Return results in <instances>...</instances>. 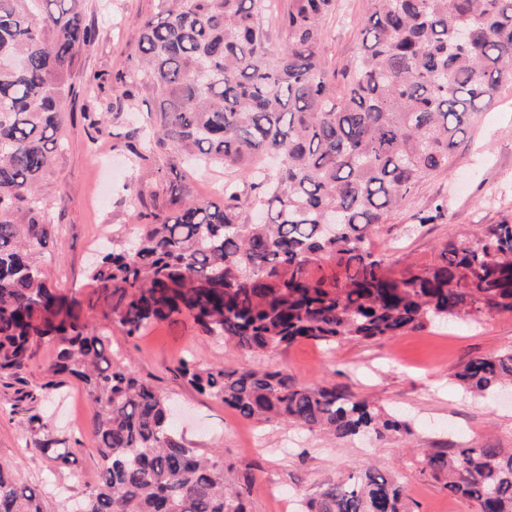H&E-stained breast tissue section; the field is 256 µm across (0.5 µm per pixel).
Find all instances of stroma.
Segmentation results:
<instances>
[{
	"label": "stroma",
	"instance_id": "1",
	"mask_svg": "<svg viewBox=\"0 0 512 512\" xmlns=\"http://www.w3.org/2000/svg\"><path fill=\"white\" fill-rule=\"evenodd\" d=\"M84 9L98 34L75 57L63 144L41 183L49 225L44 269L50 285L76 299L94 324L108 328L114 359L172 400L177 431L188 445L222 455L231 474L251 473V512H302L299 501L321 485L369 466L400 476L414 512H471L468 503L450 497L436 481L419 478L415 451L473 444L512 448V391L473 397L453 380L469 359L512 350L511 314L428 326L370 344L344 343L330 351L305 341L260 355L231 341H212L186 319L152 326L134 339L113 324L110 302L89 276L96 250L113 233L132 230L137 212L164 211L170 193L187 203L218 201L224 171L190 175L172 169L173 151L158 144L146 161L132 164L126 133L148 121L154 102L141 87L128 95L114 92L113 82L135 58L134 23L155 14L158 0H85ZM369 11L370 0H336L335 14L324 23L320 52L333 86H342L359 52L357 21ZM441 196L448 199V211L431 218L432 202ZM506 214H512V82L503 83L494 100L481 107L454 151L450 170L422 183L379 226L374 249L399 269L427 264L437 259L448 238ZM424 215L429 218L425 224L420 221ZM187 355L204 366L281 369L301 384L342 387L399 412L411 431L340 440L241 419L185 381L179 361ZM52 358V348L40 345L19 379L0 380V462L8 463L21 483L48 486L49 505L59 508L85 496L101 459L93 446L90 409L76 380L58 382V395L49 400L17 398L18 390L49 381ZM34 413L51 422L63 447L75 448L69 465L56 466L39 449L25 424Z\"/></svg>",
	"mask_w": 512,
	"mask_h": 512
}]
</instances>
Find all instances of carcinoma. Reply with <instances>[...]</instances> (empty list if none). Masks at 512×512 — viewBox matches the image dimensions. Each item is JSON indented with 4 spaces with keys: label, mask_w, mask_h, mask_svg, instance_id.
<instances>
[{
    "label": "carcinoma",
    "mask_w": 512,
    "mask_h": 512,
    "mask_svg": "<svg viewBox=\"0 0 512 512\" xmlns=\"http://www.w3.org/2000/svg\"><path fill=\"white\" fill-rule=\"evenodd\" d=\"M83 0H0V378H18L34 347H54L49 371L77 380L92 409L96 483L67 512H249L224 459L176 432L168 399L113 365L106 331L49 284L39 184L59 146L62 101L76 53L94 41ZM159 0L134 25L136 62L117 83L156 99L152 142L185 165H221L259 190L244 215L236 184L224 201L185 205L112 241L90 278L112 297L127 337L181 318L250 352L310 340L327 348L387 340L448 319L512 314V219L449 241L438 260L398 271L372 234L427 178L448 171L458 139L500 83L512 80V0H370L362 51L330 92L322 21L336 0ZM333 264L332 276L323 273ZM194 389L246 420L354 438L403 433L334 386H303L282 370L180 362ZM467 394L512 383V352L473 358L454 374ZM27 429L65 466L74 451L38 413ZM419 475L469 503L512 512V448L421 450ZM396 477L359 469L321 487L306 512H409ZM0 512H49L41 491L0 463Z\"/></svg>",
    "instance_id": "carcinoma-1"
}]
</instances>
